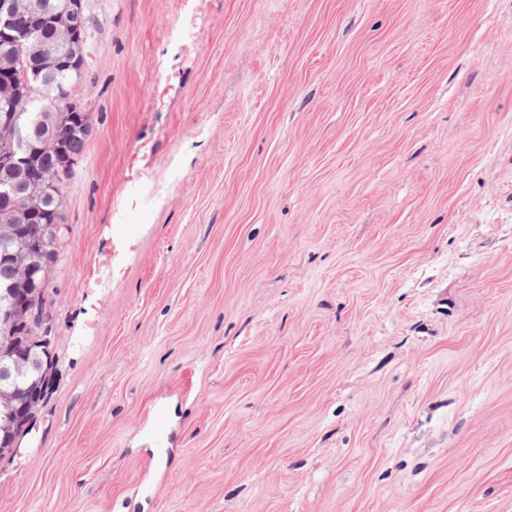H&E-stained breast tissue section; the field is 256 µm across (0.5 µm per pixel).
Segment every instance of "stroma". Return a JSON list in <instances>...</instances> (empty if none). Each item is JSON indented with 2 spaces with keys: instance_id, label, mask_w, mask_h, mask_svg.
I'll return each instance as SVG.
<instances>
[{
  "instance_id": "35a3bbf8",
  "label": "stroma",
  "mask_w": 512,
  "mask_h": 512,
  "mask_svg": "<svg viewBox=\"0 0 512 512\" xmlns=\"http://www.w3.org/2000/svg\"><path fill=\"white\" fill-rule=\"evenodd\" d=\"M86 4L0 512H512V0ZM52 369L44 367L40 374H35L14 384H2L0 391L10 393L16 407L27 408L33 400L43 392L41 400L49 395V371Z\"/></svg>"
}]
</instances>
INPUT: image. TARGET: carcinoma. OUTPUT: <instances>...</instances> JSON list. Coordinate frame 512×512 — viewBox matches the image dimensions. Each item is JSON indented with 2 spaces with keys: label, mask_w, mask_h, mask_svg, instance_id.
Listing matches in <instances>:
<instances>
[{
  "label": "carcinoma",
  "mask_w": 512,
  "mask_h": 512,
  "mask_svg": "<svg viewBox=\"0 0 512 512\" xmlns=\"http://www.w3.org/2000/svg\"><path fill=\"white\" fill-rule=\"evenodd\" d=\"M36 61L21 48L12 49L8 66L20 80ZM83 74H65L53 80L50 93L67 98L73 85ZM47 102L37 99L19 125L18 131L0 129V148L8 146L17 135L30 136V145L36 154V170L22 175L35 182L51 169L56 181L65 184L85 151L87 138L77 127H90L88 113L73 107L69 112H48ZM63 204L52 198L20 194L10 205L0 206V309L12 307L14 299H23V311L15 314L9 329H0V360L9 362L32 349V343L42 342L45 334L41 323L28 321V311H45L50 305L47 290L49 272L56 261L63 230ZM49 369L14 384L0 385V391L11 394L18 407L31 405L38 395H49ZM24 434L17 419L0 418V448Z\"/></svg>",
  "instance_id": "obj_1"
}]
</instances>
